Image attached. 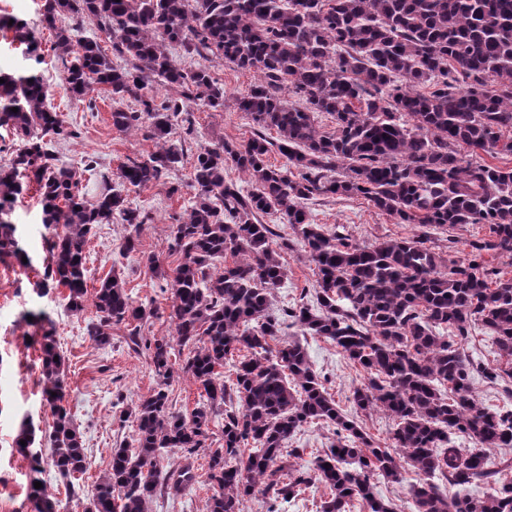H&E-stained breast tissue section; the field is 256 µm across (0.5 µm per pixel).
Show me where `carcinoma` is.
<instances>
[{
    "mask_svg": "<svg viewBox=\"0 0 512 512\" xmlns=\"http://www.w3.org/2000/svg\"><path fill=\"white\" fill-rule=\"evenodd\" d=\"M62 13L95 21L112 51L128 60L125 68L113 66L98 38L78 35V27L56 32L63 80L74 96L101 86L141 105L112 112L118 130H139L155 143L147 158L120 167L118 178L132 187L183 162L184 142H175L172 127L179 121L193 133L192 106L224 107V87L211 70H184L171 47L258 77L235 100L259 126L255 137L195 154L192 205L170 244L179 264L168 275L147 258L172 291L169 319L178 353L188 350L183 363L171 362L170 341L141 336V323L155 311L135 304L118 276L108 274L95 291L98 320L87 326L89 339L104 346L112 326H131L128 339L150 352L159 382L128 412L137 426L134 443L113 449L84 512H146L158 495L183 494L196 482L192 465L165 472L159 459L200 451L215 489L205 512H241L257 489L287 502L315 482L329 489L322 512H351L355 499L368 512H394L376 497L371 476L398 482L406 464L421 476L413 489L416 512H512V480L502 479L512 460L503 457L495 468L490 459L492 449L512 448V409L485 407L472 388L475 370L492 385L512 383V278L483 257L512 258V166L460 153L466 145L474 154L512 156V136L505 135L512 131V0H44L42 25L56 28ZM7 27L28 52L37 51L24 23L0 16V29ZM156 85L168 91L159 106L148 96ZM284 89L299 102L282 96ZM47 98L39 74L0 71V127L24 139L0 166V254L27 256L5 209L22 193V175L38 186L42 222L54 228L47 277L67 288L68 310L80 312L93 226L120 217L129 227L122 252L129 253L147 216L111 189L86 199L72 172L55 167L47 146L77 134ZM321 115L332 119V131L320 129ZM272 130L275 140L266 136ZM274 150L286 158L284 167L266 163ZM228 165L249 177L251 189L226 179ZM317 195H361L401 224H486L489 238L449 262L421 239L353 244L337 229L310 223L304 201ZM271 211L284 216L317 270L311 304L272 308L289 244L260 222ZM228 256L232 264L217 265ZM288 321L305 335L330 339L368 374L352 403L394 420L391 446L374 445L342 413L300 341L281 339ZM475 326L491 339L497 365H480L467 353ZM41 350L43 395L54 415L50 460L71 477L86 470L87 456L62 404L64 359L53 330L44 331ZM242 350L228 385L219 368ZM182 374L202 388L203 402L188 417L169 405L168 387ZM235 398L242 410L224 408ZM221 418L223 443L214 448L210 424ZM312 420L335 425L337 440L312 472L294 478L300 450L286 444ZM452 431L478 447H455ZM436 477L454 486L483 484L487 492L450 497ZM31 496L37 512H54L46 488Z\"/></svg>",
    "mask_w": 512,
    "mask_h": 512,
    "instance_id": "cac0c4a2",
    "label": "carcinoma"
}]
</instances>
